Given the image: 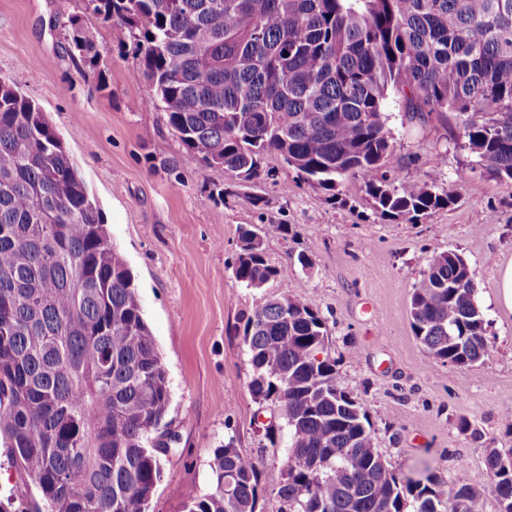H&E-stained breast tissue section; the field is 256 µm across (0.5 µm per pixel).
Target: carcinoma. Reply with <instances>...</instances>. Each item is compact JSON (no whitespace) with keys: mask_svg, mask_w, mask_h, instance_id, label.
Wrapping results in <instances>:
<instances>
[{"mask_svg":"<svg viewBox=\"0 0 512 512\" xmlns=\"http://www.w3.org/2000/svg\"><path fill=\"white\" fill-rule=\"evenodd\" d=\"M131 37L166 113L216 186L260 176L277 155L303 183L339 198L363 180L381 218L413 223L453 206L442 154L398 176L385 110L458 120L472 173L512 184V0H85ZM95 66L97 32L74 24ZM274 266L264 237L239 228L233 276L259 289ZM414 336L439 363L488 355L470 263L426 259L410 292ZM329 328L309 301L267 297L246 316L248 389L266 431L285 437L281 512H477L490 494L512 512V462L484 449L483 471L447 484L404 478L375 445L370 415L336 381ZM167 370L133 276L45 113L0 78V437L40 502L31 512H145L176 451ZM214 487L187 512H257L260 469L230 438Z\"/></svg>","mask_w":512,"mask_h":512,"instance_id":"1","label":"carcinoma"}]
</instances>
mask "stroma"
<instances>
[{
	"label": "stroma",
	"mask_w": 512,
	"mask_h": 512,
	"mask_svg": "<svg viewBox=\"0 0 512 512\" xmlns=\"http://www.w3.org/2000/svg\"><path fill=\"white\" fill-rule=\"evenodd\" d=\"M76 22L97 28V67L70 53ZM0 77L42 109L70 152L133 274L166 367L178 451L163 460L147 512H185L189 491L208 492L215 451L229 435L260 462L258 512H279L284 457L268 450L242 340L247 315L266 296L306 295L326 320L338 382L366 408L377 448L399 473L448 482L478 472L486 447L512 449L502 419L512 411V308L497 288L499 270L512 265V187L469 174L446 126L387 109L401 181L418 179L439 152L445 180L460 185L452 209L411 224L375 215L362 181H344L335 202L275 156L254 183L219 195L166 113L143 107L150 86L132 40L97 25L83 0H0ZM249 193L265 206L249 204ZM246 225L261 226L269 263L303 252L312 267L261 289L242 286L232 263ZM447 250L469 259L489 322L493 349L469 369L437 363L411 329L412 284L426 256ZM463 418L480 439L460 431Z\"/></svg>",
	"instance_id": "1"
}]
</instances>
